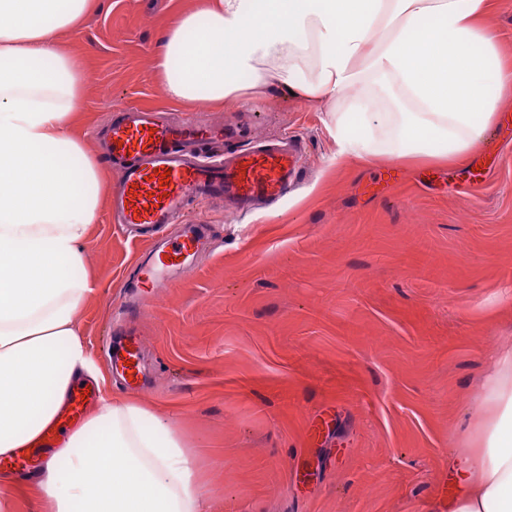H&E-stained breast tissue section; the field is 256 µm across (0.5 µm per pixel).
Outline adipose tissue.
<instances>
[{"label":"adipose tissue","instance_id":"1","mask_svg":"<svg viewBox=\"0 0 512 512\" xmlns=\"http://www.w3.org/2000/svg\"><path fill=\"white\" fill-rule=\"evenodd\" d=\"M98 0H0V457L52 425L97 376L78 328L101 167L73 120L85 75L62 47ZM493 0H199L163 33L153 73L172 101L233 106L279 88L338 112L340 159L467 163L512 89L484 25ZM396 91L393 104L373 93ZM448 512H512V351L483 385ZM35 487L51 512H210L181 437L143 403L104 393L62 430Z\"/></svg>","mask_w":512,"mask_h":512}]
</instances>
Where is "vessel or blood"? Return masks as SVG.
Returning a JSON list of instances; mask_svg holds the SVG:
<instances>
[{"label":"vessel or blood","instance_id":"vessel-or-blood-1","mask_svg":"<svg viewBox=\"0 0 512 512\" xmlns=\"http://www.w3.org/2000/svg\"><path fill=\"white\" fill-rule=\"evenodd\" d=\"M246 136L243 125L171 122L154 109L125 108L109 132L112 157L120 163L118 185L112 191L114 223L130 231L161 234L195 204L223 202L232 218L258 206L276 205L297 183L302 147L295 141L253 145ZM212 245L205 225H185L140 261L136 287L170 283L174 273L192 268ZM141 349L131 337L110 353L112 365L126 382L140 380ZM50 447L45 437L26 454L0 459V473L26 469L32 457Z\"/></svg>","mask_w":512,"mask_h":512}]
</instances>
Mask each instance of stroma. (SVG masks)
Here are the masks:
<instances>
[{
	"instance_id": "1",
	"label": "stroma",
	"mask_w": 512,
	"mask_h": 512,
	"mask_svg": "<svg viewBox=\"0 0 512 512\" xmlns=\"http://www.w3.org/2000/svg\"><path fill=\"white\" fill-rule=\"evenodd\" d=\"M198 0H99L68 41L87 76L77 127L115 180L102 130L125 105L219 124L253 115L251 139L296 136L301 180L279 207L229 223L188 217L216 246L140 301L128 327L144 385L111 376L123 283L140 251L101 205L79 316L113 393L159 411L204 473L213 512H433L450 488L476 397L512 346V142L474 188L464 168L392 157L336 160L334 119L280 89L231 108L168 100L153 77L164 30Z\"/></svg>"
}]
</instances>
